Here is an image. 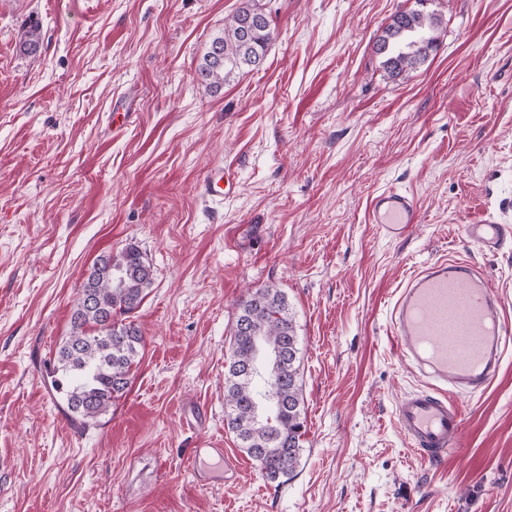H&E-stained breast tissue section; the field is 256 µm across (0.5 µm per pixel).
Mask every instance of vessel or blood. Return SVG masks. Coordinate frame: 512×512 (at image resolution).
Returning a JSON list of instances; mask_svg holds the SVG:
<instances>
[{
    "label": "vessel or blood",
    "mask_w": 512,
    "mask_h": 512,
    "mask_svg": "<svg viewBox=\"0 0 512 512\" xmlns=\"http://www.w3.org/2000/svg\"><path fill=\"white\" fill-rule=\"evenodd\" d=\"M235 188L234 173L220 167L207 170L198 184L204 198ZM370 219L385 237H403L418 221L417 202L406 192L383 191L371 202ZM463 232L482 251L495 252L512 226L486 217ZM390 319L403 356L431 384L397 402L396 423L421 457L436 462L462 445L455 396L483 390L498 371L507 334L502 300L476 264L445 257L404 280Z\"/></svg>",
    "instance_id": "vessel-or-blood-1"
}]
</instances>
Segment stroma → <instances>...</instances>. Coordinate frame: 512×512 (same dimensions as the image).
Masks as SVG:
<instances>
[{"label":"stroma","instance_id":"1","mask_svg":"<svg viewBox=\"0 0 512 512\" xmlns=\"http://www.w3.org/2000/svg\"><path fill=\"white\" fill-rule=\"evenodd\" d=\"M243 0H0V512H512V332L489 387L461 396L462 446L437 462L394 417L426 380L392 338L412 272L470 260L512 321V0H254L275 32L262 67L218 91L197 66ZM442 18L427 61L390 76L392 16ZM39 25L38 56L18 45ZM237 188L206 200L212 167ZM413 194L390 240L371 199ZM135 246L154 283L126 393L74 426L46 366L100 256ZM280 289L299 338L306 434L266 481L228 430L224 366L237 306ZM238 467L200 486L202 439ZM507 224L493 217H485L475 224L464 225L463 232L482 251L496 252L503 247L508 236L512 238V229Z\"/></svg>","mask_w":512,"mask_h":512}]
</instances>
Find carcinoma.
I'll use <instances>...</instances> for the list:
<instances>
[{"label": "carcinoma", "mask_w": 512, "mask_h": 512, "mask_svg": "<svg viewBox=\"0 0 512 512\" xmlns=\"http://www.w3.org/2000/svg\"><path fill=\"white\" fill-rule=\"evenodd\" d=\"M257 11L244 3L223 33L211 40L196 70L197 79L207 88L220 90L237 71L254 66L266 54L274 29L271 22L259 19ZM249 18L253 28L246 36L241 23ZM439 23L436 15L421 10L395 13L375 46L385 70L399 76L423 63L435 50L433 31ZM42 44L40 29L35 27L25 34L19 50L35 57ZM152 284L151 266L133 246L100 257L83 282L68 336L59 344L48 374L74 425L95 424L126 392L144 348L142 332L131 314ZM271 351L284 357L272 391L253 374L255 368L268 366ZM299 354L285 295L271 286L248 293L238 304L224 370L227 427L271 483L281 484L294 472L303 448Z\"/></svg>", "instance_id": "obj_1"}]
</instances>
